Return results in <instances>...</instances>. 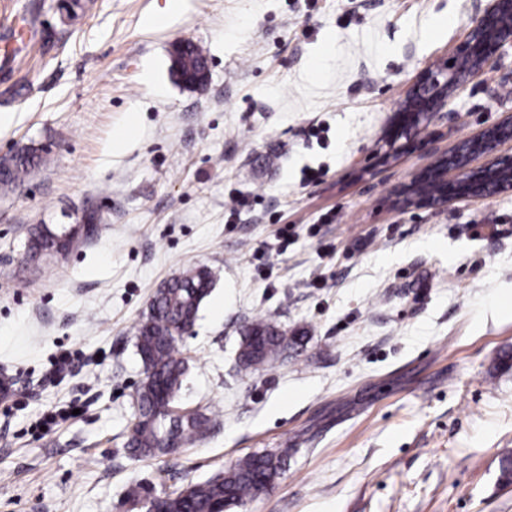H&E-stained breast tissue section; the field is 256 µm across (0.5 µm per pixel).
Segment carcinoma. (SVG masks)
<instances>
[{"instance_id":"cac0c4a2","label":"carcinoma","mask_w":512,"mask_h":512,"mask_svg":"<svg viewBox=\"0 0 512 512\" xmlns=\"http://www.w3.org/2000/svg\"><path fill=\"white\" fill-rule=\"evenodd\" d=\"M207 63L204 50L191 42L174 49L172 70L177 77L200 71ZM43 160L39 149L24 147L0 158V190L8 192L23 182ZM59 231L42 226L27 245V258L50 255ZM213 283L211 271L194 267L171 278L155 293L148 312L135 331L137 352L144 364L136 387V410L128 440L135 457L166 454L206 439L218 419L204 412L180 413L175 400L187 374L177 346L191 330ZM288 346V336L271 316L253 318L246 326L239 351L242 369L255 371L275 364ZM288 451L249 455L201 483L165 495V512H214L242 506L262 492L280 474Z\"/></svg>"}]
</instances>
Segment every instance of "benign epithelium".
I'll return each instance as SVG.
<instances>
[{
    "label": "benign epithelium",
    "mask_w": 512,
    "mask_h": 512,
    "mask_svg": "<svg viewBox=\"0 0 512 512\" xmlns=\"http://www.w3.org/2000/svg\"><path fill=\"white\" fill-rule=\"evenodd\" d=\"M512 49V0H486L485 7L476 15L468 38L460 49L466 66L455 69L448 65L427 73L409 97L410 111L402 114L413 125L432 122L448 105V99L458 87L486 74L495 68V53ZM512 140V113L480 130L472 138L457 142L450 158L437 159L431 172L413 177L395 192V203L409 205L417 196L436 206H444L456 193L483 197L488 190L494 193L512 192V154L502 147ZM485 156L488 163L479 168L471 167L475 156ZM452 163L458 183L465 188H435L430 176L443 174L441 167Z\"/></svg>",
    "instance_id": "7a95c632"
}]
</instances>
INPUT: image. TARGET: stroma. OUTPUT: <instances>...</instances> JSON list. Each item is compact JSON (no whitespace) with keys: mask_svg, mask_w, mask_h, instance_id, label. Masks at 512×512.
Returning a JSON list of instances; mask_svg holds the SVG:
<instances>
[{"mask_svg":"<svg viewBox=\"0 0 512 512\" xmlns=\"http://www.w3.org/2000/svg\"><path fill=\"white\" fill-rule=\"evenodd\" d=\"M84 2L71 19L62 0H0V37L22 15L36 33L0 80V157L44 158L0 194V512H145L134 487L168 494L281 449L280 476L231 512H512V192L392 204L434 154L512 110L508 52L432 123L400 116L484 0H183L170 15L167 0ZM183 42L207 53L204 87L173 74ZM89 210L92 239L23 262L34 225ZM198 265L216 283L178 345L177 405L222 421L137 460L134 327ZM261 313L309 340L244 372L240 331ZM64 350L74 373L45 382ZM72 402L80 417L34 433Z\"/></svg>","mask_w":512,"mask_h":512,"instance_id":"35a3bbf8","label":"stroma"}]
</instances>
